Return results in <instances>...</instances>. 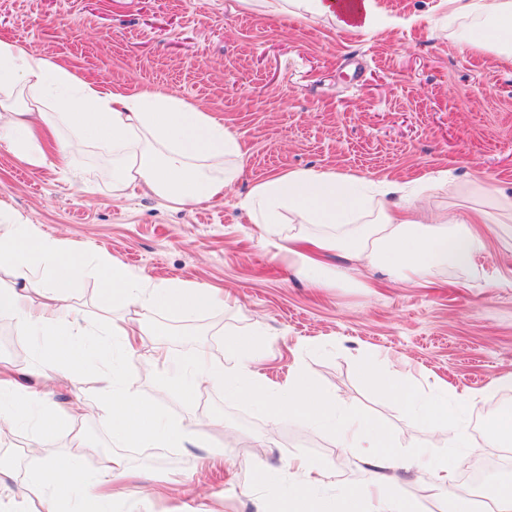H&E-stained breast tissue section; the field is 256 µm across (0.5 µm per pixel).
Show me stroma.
<instances>
[{
	"mask_svg": "<svg viewBox=\"0 0 512 512\" xmlns=\"http://www.w3.org/2000/svg\"><path fill=\"white\" fill-rule=\"evenodd\" d=\"M381 13L405 25L352 35L332 22L312 26L268 16L264 0H0V37L82 77L137 91L153 87L223 117L244 149L241 178L224 197L183 209L164 199L112 194V153L86 146L67 168H28L0 149V216L37 224L89 253L154 280L178 279L223 288L224 304L186 320L150 315L148 343L175 354L207 350L223 360L230 342L256 339L259 371L284 382L307 366L319 385L346 396L352 411L391 434L401 455L459 457L461 469L502 449L493 428L512 387L488 392L512 376V240L494 224L477 225L486 247L473 267L435 274L433 285L389 282L384 269L356 271L346 254L329 265L339 276L311 288L261 242L240 203L272 174L312 169L357 174L420 187L426 211L492 208L493 189L512 186V60L489 41L486 21L449 18L448 0H376ZM97 278L72 293L82 324L98 330L120 305L98 301ZM376 354L400 376L432 392H466L470 449L454 446L457 427L429 437L398 400L373 391L360 365ZM125 381L162 419L215 421L209 448L225 463L202 464L209 448H128L138 474L133 493L112 512H265L287 494L288 458L302 454L328 472L327 493L368 482L372 468L338 453L326 430L301 420L272 425L256 401L202 389L190 402L162 396L146 364L128 366ZM89 445L77 457L90 469L96 453L119 441L98 409L45 441L56 455ZM390 496L418 512H444L427 475L397 468Z\"/></svg>",
	"mask_w": 512,
	"mask_h": 512,
	"instance_id": "35a3bbf8",
	"label": "stroma"
}]
</instances>
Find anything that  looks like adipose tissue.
<instances>
[{"label":"adipose tissue","instance_id":"adipose-tissue-1","mask_svg":"<svg viewBox=\"0 0 512 512\" xmlns=\"http://www.w3.org/2000/svg\"><path fill=\"white\" fill-rule=\"evenodd\" d=\"M453 15L487 16L494 34L512 32V0H448ZM281 14L296 20H330L344 30L361 33L381 27L374 0H285ZM94 142L111 149L116 195L140 189L178 208L192 207L223 196L240 174L230 158L240 156L235 132L194 102L152 88L130 94L102 81L80 77L75 68L50 61L41 53L0 40V147L31 168L48 159L69 164L75 152ZM369 181L356 174L292 169L254 184L242 207L258 225L259 237L278 249L308 283L323 288L331 280L325 258L348 252L363 267L384 268L393 282L417 283L448 265L469 266L482 251L479 224L512 223V195L497 191L493 210L456 209L416 215L397 183L386 182L382 193L396 195L393 204L373 208ZM318 226L311 235L307 226ZM0 317H9L20 340L40 337L32 382H25L7 364L0 365V431L32 423L30 446L38 467L30 485L15 483L12 469L0 464V508L22 512H111L124 496L130 477L126 458L118 452L98 454L89 474L78 477L72 459L48 453L45 435L73 428L81 404L63 410L50 400L37 378L68 386L94 378L95 403L130 448H203L205 435L177 420H161L138 392L124 383L112 366L92 369L81 341L85 330L80 312L70 302L73 286L85 273L101 282L102 303H120L130 317L110 319L98 346L110 356L120 344L126 361L135 360L145 334L143 317L167 310L190 319L219 299L218 289L179 281L154 282L114 264L104 254L88 255L71 241L43 234L36 225L0 220ZM150 362L163 393L190 400L203 388L221 387L231 395L261 396L272 420L302 418L331 428L340 448L370 449L381 471L358 489L326 496L320 489L325 472L303 456L288 461L291 491L276 512H416L413 503L393 501L385 490L388 469L395 461L390 435L370 418L353 413L342 397L322 389L306 366L297 367L276 392L263 383L255 359L231 344L226 361L199 349L177 357L155 346ZM361 375L375 391L400 397L431 427L460 423L471 403L465 394L437 392L421 401L417 386L393 378L378 358L362 363ZM459 463L440 460L427 466L437 496L450 512H473L459 493Z\"/></svg>","mask_w":512,"mask_h":512}]
</instances>
